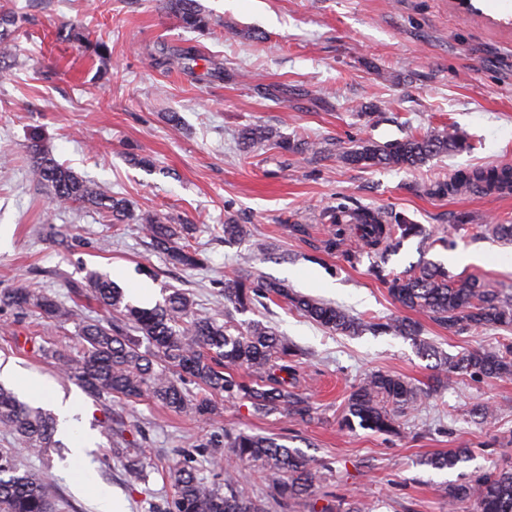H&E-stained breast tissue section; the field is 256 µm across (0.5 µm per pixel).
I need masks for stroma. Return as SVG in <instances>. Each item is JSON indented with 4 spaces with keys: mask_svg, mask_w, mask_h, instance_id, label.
Wrapping results in <instances>:
<instances>
[{
    "mask_svg": "<svg viewBox=\"0 0 512 512\" xmlns=\"http://www.w3.org/2000/svg\"><path fill=\"white\" fill-rule=\"evenodd\" d=\"M30 22L0 53V293L32 283L77 313L61 325L34 313L0 310V359L52 384L61 399L78 396L84 429L95 442L87 464L59 468L68 451L37 457L18 450L22 468L53 478L59 512H96L95 485L121 499L127 512H167L175 495L168 469L192 453L198 477L215 479L218 448L196 447L206 434L228 429L273 437L323 463L324 491L359 498L364 512H448L444 488L465 475L512 459V380L455 377L448 389L404 418L400 435L348 431L340 421L354 386L374 372L427 386L436 371L417 344L390 333L346 336L311 321L289 303L236 311L232 322L274 327L306 352L298 390L314 407L311 419L253 414L248 402L225 398L210 420L176 414L150 399L127 403L126 440L150 457L144 480L128 477L111 452V413L60 375L56 348L75 351L78 318L102 309L78 295L91 272L108 275L134 302L136 282L158 297L186 293L199 313L223 318L224 279L267 278L365 321H415L421 337L454 357L479 345L512 342V331L455 335L428 316L403 308L373 273H400L453 254L486 259L464 276L512 293V243L485 239L484 225L512 224V192L432 196L425 185L459 169L512 163V0H478V14L456 0H199L214 33L199 36L164 13L159 0H13ZM91 42L74 37V26ZM107 50L97 53L93 40ZM198 46L221 64L210 82L153 68L159 49ZM262 125L284 138L319 143L324 152L291 154L266 142L241 152L237 135ZM453 127L470 151L440 154L412 170L360 168L342 156L360 142L379 144ZM62 164L101 191L126 197L136 212L194 225L191 239L204 260L187 268L154 249L138 224H115L92 207L60 209L29 174L32 135ZM150 166L137 164V157ZM392 212L421 224L436 243L403 241L376 252L348 237L337 250L328 211L338 204ZM245 225L226 243V220ZM329 282L311 284L308 271ZM492 407L490 422L472 415ZM453 448L471 451L452 469L424 458Z\"/></svg>",
    "mask_w": 512,
    "mask_h": 512,
    "instance_id": "35a3bbf8",
    "label": "stroma"
}]
</instances>
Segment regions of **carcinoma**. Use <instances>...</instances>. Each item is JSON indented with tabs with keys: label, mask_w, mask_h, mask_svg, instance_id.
<instances>
[{
	"label": "carcinoma",
	"mask_w": 512,
	"mask_h": 512,
	"mask_svg": "<svg viewBox=\"0 0 512 512\" xmlns=\"http://www.w3.org/2000/svg\"><path fill=\"white\" fill-rule=\"evenodd\" d=\"M0 0V45L7 44L12 32L28 18ZM162 9L189 30L207 33L211 18L198 0H160ZM203 60L194 45L173 52L160 50L152 55L155 66L170 70L177 66L193 74ZM273 130L265 126L240 131V145L250 150L272 140ZM469 148L467 140L452 128L432 135L410 136L385 144L364 142L343 156L350 165L413 169L432 156L460 152ZM30 174L46 187L56 203L68 207L91 205L116 223L137 220L144 226L153 244L185 266L201 264L197 253L177 246L180 236L193 230L190 224H172L158 215L135 216L123 197L95 189L70 168L59 163L32 136L29 146ZM512 191V167L507 165L459 169L444 181L427 188L431 195L456 196L460 193L487 194ZM350 226L369 249L390 250L408 238L419 237L427 243L430 234L421 224H413L397 215L382 212L350 211L339 204L330 214V223ZM485 231L494 241L512 240V224H488ZM390 296L402 307L422 313L448 329L462 334L504 329L512 331V295L503 293L477 277L454 275L445 267L426 262L419 271L383 276ZM92 297L107 316L84 320L79 324L82 347L74 360L56 350L54 357L66 375L88 395L103 401L153 398L175 413L207 419L217 412L214 401L205 395L189 398L186 385L193 383L206 391L220 392L228 398L250 403L259 415L286 412L300 419L312 415L308 399L296 390L298 357L302 351L270 326L254 321L246 330L233 334L230 327L214 317L197 313L186 294L174 291L151 309L124 303L123 294L111 279L93 273L87 281ZM279 297L307 318L325 328L343 334H356L367 328L394 331L419 341L424 354L433 348L418 340V323L366 324L346 311L298 295L288 286L262 278L224 279V302L244 310L263 300ZM38 310L39 315L65 323L74 310L29 286H20L0 295V309ZM442 379L427 388L385 372L363 379L351 392L345 407L347 426L357 425L386 435L399 433L400 417L414 409L441 382H453L456 373L487 379L512 377V344L502 348L467 350L452 361L439 364ZM245 371L241 376L236 370ZM56 417L21 402L13 391L0 383V431L12 435L29 453L42 456L59 442L54 440ZM198 448H227L239 462L236 469L224 468L223 484H207L197 478L188 455L169 471L175 497L168 512H267L265 504L246 487L244 471L253 469L271 482V493L278 505L290 500L317 497L322 465L297 448L276 439L244 431L210 433L196 444ZM470 451L457 448L424 460L434 469H451L468 461ZM448 504L474 503L475 512H512V468L487 470L474 478L445 489ZM59 492L51 482L34 477L18 467L13 448H0V512H58Z\"/></svg>",
	"instance_id": "obj_1"
}]
</instances>
